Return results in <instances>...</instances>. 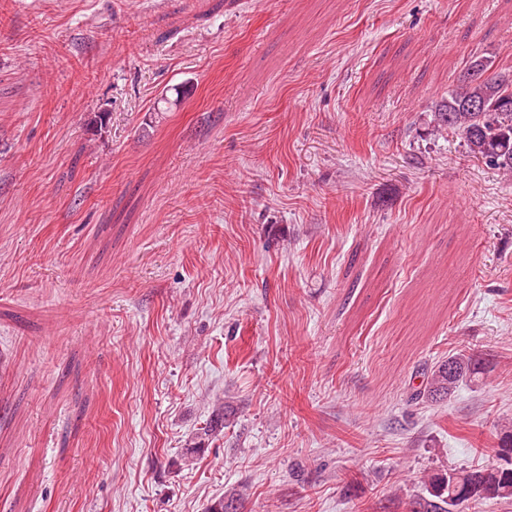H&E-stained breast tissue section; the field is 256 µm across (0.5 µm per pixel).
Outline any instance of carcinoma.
I'll list each match as a JSON object with an SVG mask.
<instances>
[{"label":"carcinoma","mask_w":512,"mask_h":512,"mask_svg":"<svg viewBox=\"0 0 512 512\" xmlns=\"http://www.w3.org/2000/svg\"><path fill=\"white\" fill-rule=\"evenodd\" d=\"M433 122L460 135L468 151L493 168L512 172V78L494 74L466 77L448 97L437 102ZM484 363L459 354L439 363L427 376L417 397L437 400L458 385L483 373ZM497 462L464 472L433 474L424 479L425 494L413 502L412 512H455L456 494L466 500L512 499V434L501 438Z\"/></svg>","instance_id":"carcinoma-1"}]
</instances>
